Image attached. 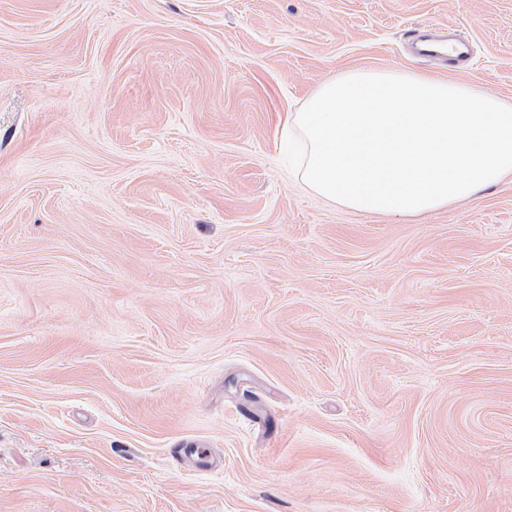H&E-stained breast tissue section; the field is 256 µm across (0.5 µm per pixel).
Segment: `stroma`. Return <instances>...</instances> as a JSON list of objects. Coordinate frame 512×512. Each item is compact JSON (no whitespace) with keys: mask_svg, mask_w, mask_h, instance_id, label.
Masks as SVG:
<instances>
[{"mask_svg":"<svg viewBox=\"0 0 512 512\" xmlns=\"http://www.w3.org/2000/svg\"><path fill=\"white\" fill-rule=\"evenodd\" d=\"M354 66L512 100V0H0V512H512V179L307 192Z\"/></svg>","mask_w":512,"mask_h":512,"instance_id":"stroma-1","label":"stroma"}]
</instances>
